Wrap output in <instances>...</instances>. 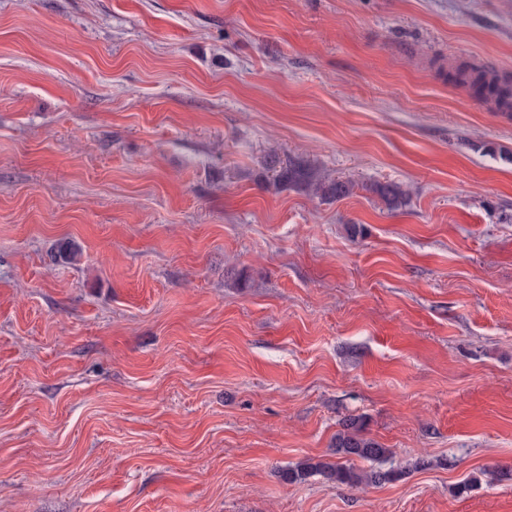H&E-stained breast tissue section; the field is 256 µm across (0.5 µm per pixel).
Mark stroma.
Returning <instances> with one entry per match:
<instances>
[{
	"mask_svg": "<svg viewBox=\"0 0 512 512\" xmlns=\"http://www.w3.org/2000/svg\"><path fill=\"white\" fill-rule=\"evenodd\" d=\"M460 66L512 80V0H0V512H512V111ZM351 417L401 478L286 479ZM280 181L284 186H303L309 188L314 195L325 200H338L352 194L354 184L349 180L316 179L301 162H289L281 167Z\"/></svg>",
	"mask_w": 512,
	"mask_h": 512,
	"instance_id": "obj_1",
	"label": "stroma"
}]
</instances>
